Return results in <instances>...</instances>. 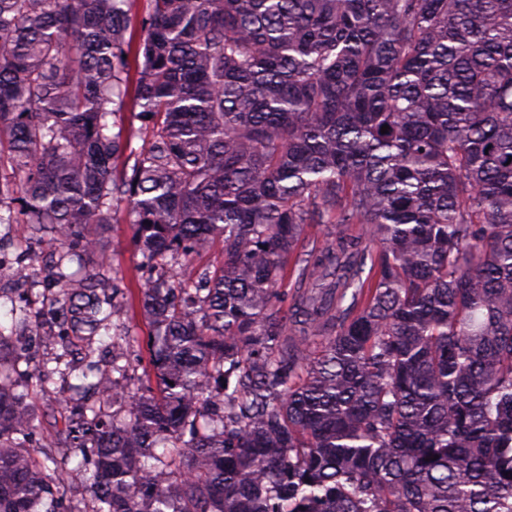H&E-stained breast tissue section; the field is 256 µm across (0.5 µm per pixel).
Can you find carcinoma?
Masks as SVG:
<instances>
[{
  "label": "carcinoma",
  "instance_id": "obj_1",
  "mask_svg": "<svg viewBox=\"0 0 512 512\" xmlns=\"http://www.w3.org/2000/svg\"><path fill=\"white\" fill-rule=\"evenodd\" d=\"M137 2L0 0V223L67 246L32 325L114 330L69 507L0 335V512H512V0ZM118 200L153 278L102 311ZM124 320L130 327L129 329L134 337L126 347L127 354L134 363L139 364L138 374L142 373V367L147 370L150 384L155 387L156 379L149 366L151 339L154 336V328L147 319L140 315L130 319L124 318Z\"/></svg>",
  "mask_w": 512,
  "mask_h": 512
}]
</instances>
